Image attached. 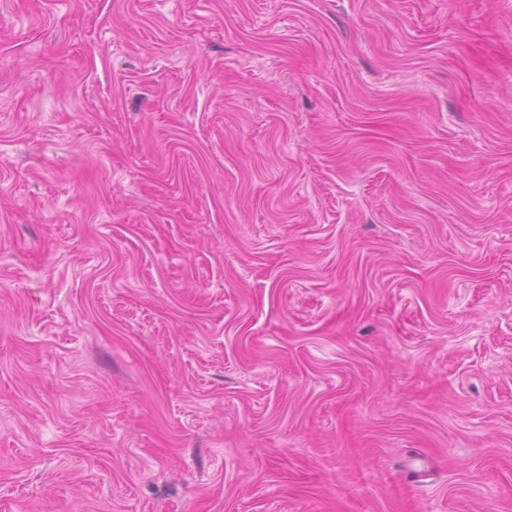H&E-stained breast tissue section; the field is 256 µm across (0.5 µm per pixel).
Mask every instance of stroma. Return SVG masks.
Here are the masks:
<instances>
[{"mask_svg":"<svg viewBox=\"0 0 512 512\" xmlns=\"http://www.w3.org/2000/svg\"><path fill=\"white\" fill-rule=\"evenodd\" d=\"M0 512H512V0H0Z\"/></svg>","mask_w":512,"mask_h":512,"instance_id":"35a3bbf8","label":"stroma"}]
</instances>
